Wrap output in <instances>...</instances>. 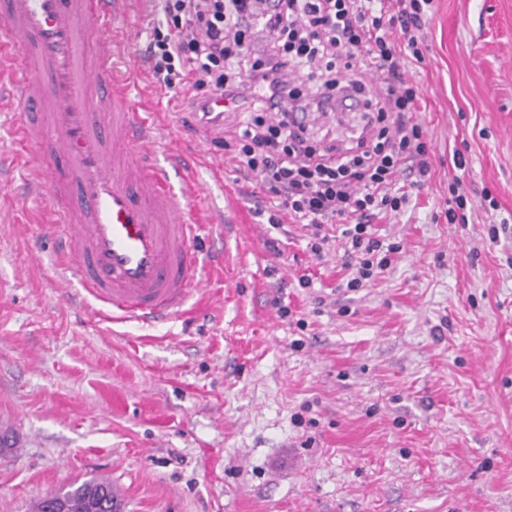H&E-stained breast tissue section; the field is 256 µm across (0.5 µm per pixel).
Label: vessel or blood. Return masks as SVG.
Listing matches in <instances>:
<instances>
[{
	"mask_svg": "<svg viewBox=\"0 0 512 512\" xmlns=\"http://www.w3.org/2000/svg\"><path fill=\"white\" fill-rule=\"evenodd\" d=\"M127 0H0V67L30 110L17 127L34 148L31 176L51 194L48 223L63 243L57 264L107 306L113 322H166L202 280L194 262L203 229L201 185L171 182L156 126L138 112L120 76L115 33ZM209 133L224 124L209 99Z\"/></svg>",
	"mask_w": 512,
	"mask_h": 512,
	"instance_id": "vessel-or-blood-1",
	"label": "vessel or blood"
}]
</instances>
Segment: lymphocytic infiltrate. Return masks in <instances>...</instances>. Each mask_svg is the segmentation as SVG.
Returning a JSON list of instances; mask_svg holds the SVG:
<instances>
[{"label":"lymphocytic infiltrate","mask_w":512,"mask_h":512,"mask_svg":"<svg viewBox=\"0 0 512 512\" xmlns=\"http://www.w3.org/2000/svg\"><path fill=\"white\" fill-rule=\"evenodd\" d=\"M162 2L166 25L154 27L146 48L152 78L182 83L195 112L223 93L245 115L223 136L234 169L260 181L298 223L344 225L347 251L358 259L349 290L375 279L401 246L376 237L370 220L408 204L397 185L407 163L428 172L426 132L413 119L421 91L404 68L406 58L424 60L414 32L429 0ZM368 72L381 76L380 88L365 82ZM349 89L363 97L366 123L345 146L275 113L283 101L327 112Z\"/></svg>","instance_id":"1"}]
</instances>
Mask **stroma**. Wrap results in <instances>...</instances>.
Returning a JSON list of instances; mask_svg holds the SVG:
<instances>
[{
  "label": "stroma",
  "mask_w": 512,
  "mask_h": 512,
  "mask_svg": "<svg viewBox=\"0 0 512 512\" xmlns=\"http://www.w3.org/2000/svg\"><path fill=\"white\" fill-rule=\"evenodd\" d=\"M162 17L132 0L134 97L200 161L205 286L152 328L60 288L50 199L12 132L23 104L0 114V512L92 478L125 512H512V0H432L406 72L430 170L374 218L401 250L354 291L340 242L317 256L311 227L270 223L272 194L195 132L182 87L151 78ZM454 182L464 224L444 215Z\"/></svg>",
  "instance_id": "1"
}]
</instances>
